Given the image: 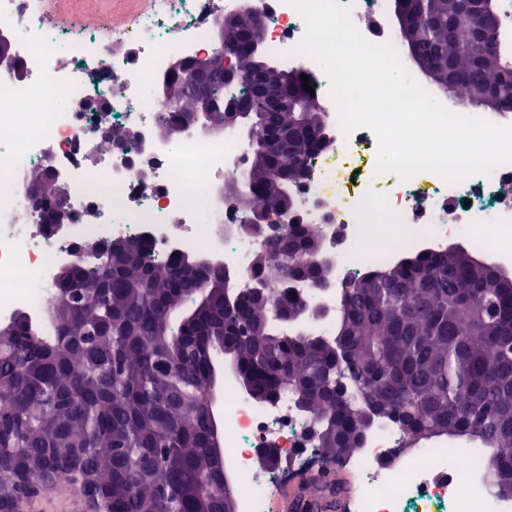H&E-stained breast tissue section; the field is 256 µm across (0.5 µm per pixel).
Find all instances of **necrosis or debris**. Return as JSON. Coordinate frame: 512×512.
<instances>
[{"label": "necrosis or debris", "mask_w": 512, "mask_h": 512, "mask_svg": "<svg viewBox=\"0 0 512 512\" xmlns=\"http://www.w3.org/2000/svg\"><path fill=\"white\" fill-rule=\"evenodd\" d=\"M155 2L149 16L104 34L79 20L62 26L43 0H0V32L13 33L26 72L19 81L0 78L1 316L21 307L45 310L56 270L88 241L141 238L160 264L191 252L215 255L243 284L266 262L264 247L235 231L243 213L218 195L225 179L244 169L245 143L228 130L187 133L176 144L155 134L160 104L150 91L176 58L209 50L213 0ZM342 2L366 39L390 41L386 0ZM249 4L265 22L269 53L310 73L337 131L296 190L299 221L318 232L335 268L334 286L302 291L324 312L306 331L331 337L342 308L339 281L402 255L437 250L457 238L490 258L512 259V164L456 184L431 172L406 182L371 168L357 174L361 157L375 155L376 138L366 128L339 132L324 69L293 52L305 32L302 19L284 0H224V10ZM63 97L70 109L58 107ZM101 99L109 102L107 116L85 112ZM107 123L131 130L132 140L106 147ZM47 167L60 172L73 212L58 235L46 232L22 195L30 173ZM222 423L242 512H270L284 479L261 467L264 449L279 448L307 463L320 459L307 439V420L290 402L256 405L229 376ZM338 464L362 476L355 512H512V493L490 484L484 455L445 440L408 451L403 431L388 421L367 429L358 452Z\"/></svg>", "instance_id": "necrosis-or-debris-1"}]
</instances>
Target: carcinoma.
<instances>
[{
    "mask_svg": "<svg viewBox=\"0 0 512 512\" xmlns=\"http://www.w3.org/2000/svg\"><path fill=\"white\" fill-rule=\"evenodd\" d=\"M415 20V53L454 70V95L474 104L487 95L512 111V83L500 79L504 45H482L467 0H405ZM248 80L217 78L219 104L277 83L239 56ZM326 112L310 94L299 112H257L214 127L250 122L247 163H268L265 136L291 129L297 156L283 158L275 177L323 144L307 143ZM247 214L270 208L261 193L237 199ZM318 263L322 242L299 231L286 258L268 257L264 275L276 283L300 270L294 254ZM76 262L54 286L44 318L21 324L0 343V449L11 473L0 480V505L23 512L25 488L40 470L91 479L108 512H224L232 491L209 452L212 419L202 396L217 370L216 346L260 390L295 407L315 429L320 479L336 459L362 447L361 414L398 425L418 442L444 437L486 449L498 488L512 492V288L498 267L464 249L412 254L357 276L343 296L335 337L275 328L270 312L242 292L224 299V270L193 268L194 254L154 262L148 243L130 239L114 260ZM209 300L200 306L198 290ZM294 321L315 319L298 295L288 297Z\"/></svg>",
    "mask_w": 512,
    "mask_h": 512,
    "instance_id": "1",
    "label": "carcinoma"
}]
</instances>
